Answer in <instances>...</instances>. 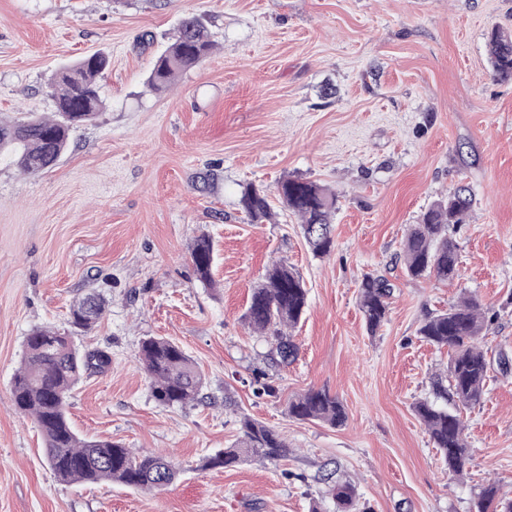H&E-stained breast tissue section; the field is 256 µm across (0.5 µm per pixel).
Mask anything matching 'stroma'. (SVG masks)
Segmentation results:
<instances>
[{
  "label": "stroma",
  "instance_id": "35a3bbf8",
  "mask_svg": "<svg viewBox=\"0 0 512 512\" xmlns=\"http://www.w3.org/2000/svg\"><path fill=\"white\" fill-rule=\"evenodd\" d=\"M189 13L215 47L152 91L151 62ZM494 28L512 35V0H0V120L51 114L59 68L111 58L102 112L54 167L27 175L0 155V512H336L328 474L354 482L371 512H475L492 480L511 496L512 368L495 361L512 360V81L493 75ZM289 175L336 192L329 254L279 202L248 221L245 187L271 195ZM461 183L475 206L451 233L456 278H407L409 225ZM201 235L214 244L211 287L190 257ZM277 261L300 273L308 307L295 361L258 397L252 371L269 345L242 315ZM367 274L393 286L373 335L359 306ZM91 290L108 308L76 345L112 364L78 383L68 416L81 436L171 455L181 473L165 490L59 481L13 407L26 336L65 328ZM464 294L494 315L481 342L493 366L455 475L413 406L448 366L447 349L418 336L421 319ZM149 336L198 364L205 402L157 405L138 361ZM310 389L342 402V426L289 417ZM244 415L280 433L288 456L203 468Z\"/></svg>",
  "mask_w": 512,
  "mask_h": 512
}]
</instances>
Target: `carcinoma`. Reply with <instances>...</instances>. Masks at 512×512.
<instances>
[{
	"label": "carcinoma",
	"mask_w": 512,
	"mask_h": 512,
	"mask_svg": "<svg viewBox=\"0 0 512 512\" xmlns=\"http://www.w3.org/2000/svg\"><path fill=\"white\" fill-rule=\"evenodd\" d=\"M213 43L200 16L187 14L176 34L155 57L148 82L157 92L166 90L176 76L197 65L212 50ZM494 75L512 79V37L499 31L489 36ZM111 60L94 52L58 70L51 83L54 115L23 122L0 121V153L14 156L17 168L29 175L53 167L67 149L74 132L92 122L104 107L100 80ZM281 204L301 220L303 236L316 255L330 253L333 245L332 217L337 196L301 177H286L275 187ZM242 208L256 224L271 218L267 195L245 189ZM474 198L466 186H458L434 201L409 225L400 259L408 277H433L448 282L457 275L459 256L448 236L451 227L463 222L472 211ZM197 277L213 284V245L202 235L190 249ZM392 287L381 276L367 274L360 285V309L366 327L375 332L389 311ZM307 304V290L301 276L285 262H277L265 279L253 288L242 319L249 329L265 337L270 348L264 367L252 373L251 385L257 396L272 395L268 370L290 364L298 346L290 330L299 323ZM106 299L90 291L75 301L69 311V331L36 328L26 337L21 365L11 380V397L17 412L30 419L44 439L48 467L67 483L117 482L143 490H161L172 485L178 470L167 457L137 453L117 442L85 438L76 433L67 416L72 389L90 370L111 365L108 352H81L73 342L77 333L90 330L103 317ZM491 322L481 304L462 297L445 311L424 314L419 335L450 353L447 375L433 379L436 398L414 406L448 470H462L466 456L464 412L483 402L490 362L480 346L483 331ZM139 362L150 379L155 401L166 407L185 406L202 399V375L191 357L175 342L148 337L141 343ZM288 415L300 421H321L340 426L345 421L342 403L326 391L310 389L289 402ZM241 436L224 452L204 459L203 468L232 467L245 460L272 461L286 456L284 438L269 426L244 415ZM330 494L338 512H368L360 507V494L350 481L331 486ZM476 512H512V498L499 494L495 485L482 489Z\"/></svg>",
	"instance_id": "cac0c4a2"
}]
</instances>
